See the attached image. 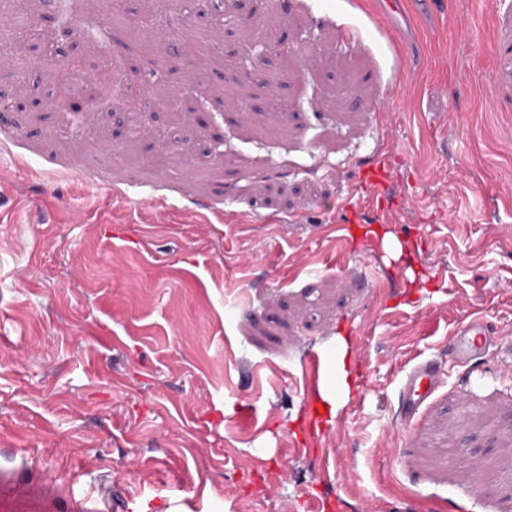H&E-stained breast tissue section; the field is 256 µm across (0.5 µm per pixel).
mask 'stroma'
I'll list each match as a JSON object with an SVG mask.
<instances>
[{
	"label": "stroma",
	"instance_id": "35a3bbf8",
	"mask_svg": "<svg viewBox=\"0 0 512 512\" xmlns=\"http://www.w3.org/2000/svg\"><path fill=\"white\" fill-rule=\"evenodd\" d=\"M385 2L224 0L214 47L207 0H98L135 27L75 53L165 90L128 151L0 59V512H512V0ZM476 314L498 342L463 362ZM339 334L351 389L314 439L303 359ZM438 383L435 363L421 361L409 368L403 378L401 398L409 414H415Z\"/></svg>",
	"mask_w": 512,
	"mask_h": 512
}]
</instances>
